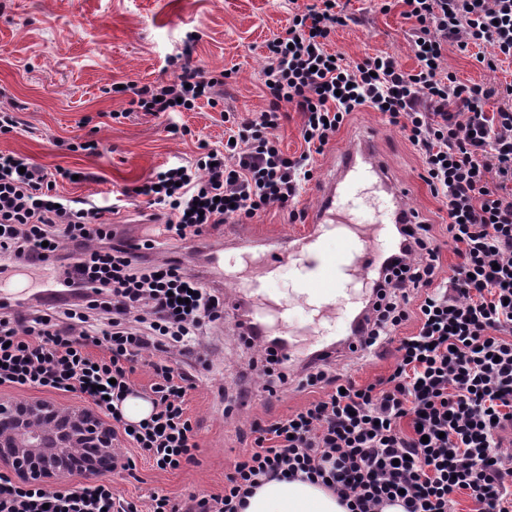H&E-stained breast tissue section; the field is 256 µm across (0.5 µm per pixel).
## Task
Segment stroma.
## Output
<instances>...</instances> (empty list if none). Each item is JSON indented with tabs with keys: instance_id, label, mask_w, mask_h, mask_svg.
<instances>
[{
	"instance_id": "35a3bbf8",
	"label": "stroma",
	"mask_w": 512,
	"mask_h": 512,
	"mask_svg": "<svg viewBox=\"0 0 512 512\" xmlns=\"http://www.w3.org/2000/svg\"><path fill=\"white\" fill-rule=\"evenodd\" d=\"M317 0H0V108L17 120L13 132L0 133V151L29 157L47 169L62 167L77 181L57 184L60 194L80 200L113 202L142 185L169 163L191 161L202 148H223V112L252 118L268 107L263 92L265 44L288 26L292 10H305ZM345 24L331 34L327 48L347 60L376 55L395 56L407 70L416 68L410 28L400 0L388 11L372 0H340ZM191 53L195 65L224 72L218 86L219 104L199 102L191 112L152 115L129 109L130 93L118 85L154 84L171 77L170 58ZM477 47L460 49L449 43L444 51L450 71L465 83L498 87L512 74L489 70L477 60ZM187 130L171 135L169 124ZM368 135L394 176L410 185L406 205L441 242L437 280L447 282L458 258L445 248L448 210L433 197L422 178V161L399 128L371 109L353 113L335 140L316 155L318 178H326L337 155L358 135ZM92 140L96 152H74L70 143ZM119 233L128 240L159 238L162 217L153 216L142 197L113 215ZM297 228L287 210L270 207L243 224L206 226L200 236L166 249L181 258L223 297L235 287L207 265L198 247L231 236H286ZM235 314L208 328V355L194 366L196 386L188 390V413L195 426L199 451L194 464L176 471L152 467L136 457L134 471L103 475L113 492L149 512L150 496L158 492L180 500L189 493L220 494L235 463L254 444L255 422L287 417L314 397L303 387L297 365H275L287 374V390L271 394L254 382V370L265 362L260 348L237 334ZM396 362L388 355L340 357L334 370H348L362 385L387 376Z\"/></svg>"
}]
</instances>
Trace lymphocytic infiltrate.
Returning a JSON list of instances; mask_svg holds the SVG:
<instances>
[{"label": "lymphocytic infiltrate", "mask_w": 512, "mask_h": 512, "mask_svg": "<svg viewBox=\"0 0 512 512\" xmlns=\"http://www.w3.org/2000/svg\"><path fill=\"white\" fill-rule=\"evenodd\" d=\"M417 67L396 57L348 62L327 49L345 18L339 0L294 13L266 43L267 110L239 126L223 148L190 165L170 164L140 193L165 218L164 236L182 242L210 224L243 223L268 207L292 219L314 154L346 118L384 112L422 159L425 182L448 208V246L458 257L437 283L440 247L425 225L387 254L394 277L373 283L368 344L395 345L392 372L367 385L323 367L305 384L324 395L286 418L256 425L254 446L220 494L180 501L155 494L151 512H239L272 480L320 482L349 512H456L467 495L475 512H512V457L499 431L512 424V106L486 112L494 89L457 80L445 65L451 41L491 47L490 70L512 62V0H403ZM170 81L134 88L139 112H185L212 99L220 78L184 54L170 59ZM304 122L306 145L288 156L276 131L283 108ZM17 153L0 152V273L44 264L55 270L52 296L18 293L0 304V386L77 393L112 421L131 448L162 471L194 462L198 443L185 403L194 376L179 359L199 349L204 326L224 318V303L177 261L139 260L156 249L118 238V205L58 194L71 179ZM415 321L416 329L400 335ZM152 381L137 387L134 365ZM140 395L149 418L127 421L120 405ZM0 512H138L111 485L76 483L48 492L0 473Z\"/></svg>", "instance_id": "obj_1"}]
</instances>
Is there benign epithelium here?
I'll use <instances>...</instances> for the list:
<instances>
[{
    "label": "benign epithelium",
    "instance_id": "1",
    "mask_svg": "<svg viewBox=\"0 0 512 512\" xmlns=\"http://www.w3.org/2000/svg\"><path fill=\"white\" fill-rule=\"evenodd\" d=\"M112 424L85 406L0 397V467L27 486L53 489L74 472L91 481L120 465Z\"/></svg>",
    "mask_w": 512,
    "mask_h": 512
}]
</instances>
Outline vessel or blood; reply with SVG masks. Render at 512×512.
<instances>
[{"label": "vessel or blood", "mask_w": 512, "mask_h": 512, "mask_svg": "<svg viewBox=\"0 0 512 512\" xmlns=\"http://www.w3.org/2000/svg\"><path fill=\"white\" fill-rule=\"evenodd\" d=\"M317 205L301 233L287 237L266 236L262 268L249 283L250 308L242 320V333L288 339L290 301H274L267 288L283 264L296 270L297 294L317 317L335 309H348L357 301L355 284L382 271V260L373 231L379 224L416 223L417 216L405 205L406 189L388 176L384 159L368 146L351 149L340 156L332 177L315 190ZM356 225L353 240L345 249L332 252L324 241L338 227ZM366 322H359L341 345H325L309 358L315 365H329L347 353L367 352Z\"/></svg>", "instance_id": "b4317fda"}]
</instances>
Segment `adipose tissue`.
<instances>
[{"instance_id":"obj_1","label":"adipose tissue","mask_w":512,"mask_h":512,"mask_svg":"<svg viewBox=\"0 0 512 512\" xmlns=\"http://www.w3.org/2000/svg\"><path fill=\"white\" fill-rule=\"evenodd\" d=\"M243 512H348L339 498L321 484L308 481L267 482L247 500Z\"/></svg>"}]
</instances>
